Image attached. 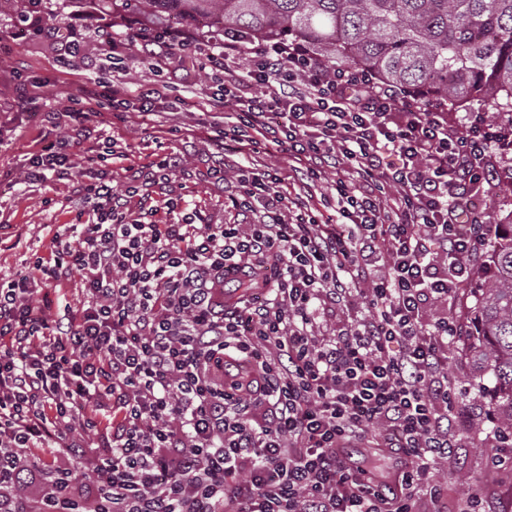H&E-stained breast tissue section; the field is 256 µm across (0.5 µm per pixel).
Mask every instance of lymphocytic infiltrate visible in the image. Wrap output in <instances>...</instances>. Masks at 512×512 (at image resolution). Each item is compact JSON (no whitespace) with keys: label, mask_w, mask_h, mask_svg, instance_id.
<instances>
[{"label":"lymphocytic infiltrate","mask_w":512,"mask_h":512,"mask_svg":"<svg viewBox=\"0 0 512 512\" xmlns=\"http://www.w3.org/2000/svg\"><path fill=\"white\" fill-rule=\"evenodd\" d=\"M126 28L122 39L114 23ZM85 60L84 30L113 59L190 57L217 92L204 116L233 107L217 159L273 145L309 188L336 173V217L248 166L229 206L248 227L210 224L173 198L167 224L131 217L112 180L80 184L77 235L41 280L78 278L80 314L50 319L47 289L0 283V512H418L438 503L431 469L459 437L448 417L456 320L429 304L468 281L491 214L472 203L512 128L478 117L455 127L448 105L360 69L329 70L296 41L155 29L125 14L95 27L15 20ZM249 56L240 71L241 56ZM84 131L29 158L42 184L68 169ZM373 271L369 287L354 277ZM257 295L234 306L226 283ZM360 300L336 337L326 312ZM399 456L392 482L357 475L345 451ZM94 474L91 484L78 470Z\"/></svg>","instance_id":"obj_1"}]
</instances>
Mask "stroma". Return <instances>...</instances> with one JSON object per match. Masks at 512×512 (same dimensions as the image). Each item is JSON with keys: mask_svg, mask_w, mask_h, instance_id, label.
Masks as SVG:
<instances>
[{"mask_svg": "<svg viewBox=\"0 0 512 512\" xmlns=\"http://www.w3.org/2000/svg\"><path fill=\"white\" fill-rule=\"evenodd\" d=\"M14 19V14H0V37L9 39L12 48L10 56L0 59V280L30 273L38 262L50 258L57 236H68V227L75 222L79 182L94 181L105 173L121 193L131 169L169 152L183 155L182 170L165 184L141 185L127 200L133 217L165 223V215L155 213L154 208L169 195L196 207L209 223H241V216L224 205L225 195L237 190V165L230 161L223 171L214 169L216 135L224 119L216 117L213 126L205 129L198 125L195 105L206 100L211 89L196 62L188 59L160 71L133 59L115 65L100 59V45L94 40L87 51L95 57V64L73 65L59 56L49 37L12 39ZM116 74L133 89L164 81L165 96L156 112H128L120 117L106 103L98 111L67 119L58 129L42 122L44 113L67 111L70 95L80 88L111 84ZM45 84L56 87L55 97H42ZM22 95L38 100L31 114L18 113L15 108ZM82 126L92 134L73 168L50 173L44 184H30L25 178L29 158L57 133L68 134ZM473 201L498 220L512 213V154L499 158L495 180L480 183ZM448 356V383L457 403L468 408L470 423L451 456L434 467L431 478L447 490L444 512H462L471 494L486 512H504L512 503V470L487 465L488 458L500 451L487 418L491 402L479 396L474 386L475 367L459 344L449 345ZM460 474L465 475V482H457Z\"/></svg>", "mask_w": 512, "mask_h": 512, "instance_id": "35a3bbf8", "label": "stroma"}]
</instances>
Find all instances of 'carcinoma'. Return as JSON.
<instances>
[{
    "mask_svg": "<svg viewBox=\"0 0 512 512\" xmlns=\"http://www.w3.org/2000/svg\"><path fill=\"white\" fill-rule=\"evenodd\" d=\"M135 3L154 26L171 13L218 34L302 42L329 69L357 67L409 91L512 114V0H97ZM490 277L473 291V328L460 337L480 373L494 424L512 436V223L494 225Z\"/></svg>",
    "mask_w": 512,
    "mask_h": 512,
    "instance_id": "carcinoma-1",
    "label": "carcinoma"
}]
</instances>
